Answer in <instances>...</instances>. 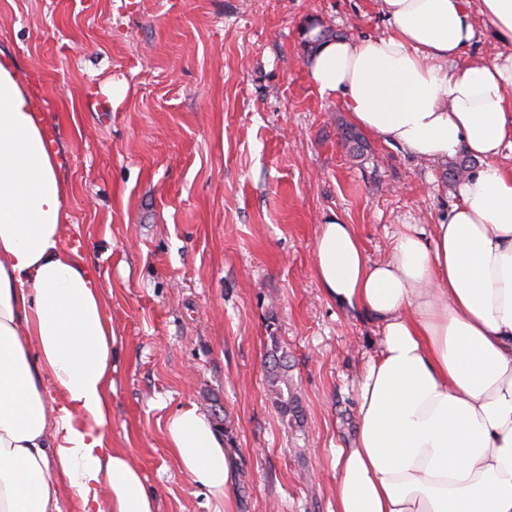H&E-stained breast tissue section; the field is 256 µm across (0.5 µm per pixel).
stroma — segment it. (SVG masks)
<instances>
[{
	"mask_svg": "<svg viewBox=\"0 0 512 512\" xmlns=\"http://www.w3.org/2000/svg\"><path fill=\"white\" fill-rule=\"evenodd\" d=\"M310 23L387 26L378 0H0V49L56 130L67 223L112 318V445L158 512H208L162 434L188 402L238 457L235 512H333L379 336L315 279L319 228L355 225L377 261L458 198L447 161L372 135L350 152L348 113L310 76ZM275 353L301 417L268 391Z\"/></svg>",
	"mask_w": 512,
	"mask_h": 512,
	"instance_id": "obj_1",
	"label": "stroma"
}]
</instances>
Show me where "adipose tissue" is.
Returning <instances> with one entry per match:
<instances>
[{
	"instance_id": "obj_1",
	"label": "adipose tissue",
	"mask_w": 512,
	"mask_h": 512,
	"mask_svg": "<svg viewBox=\"0 0 512 512\" xmlns=\"http://www.w3.org/2000/svg\"><path fill=\"white\" fill-rule=\"evenodd\" d=\"M387 31L319 41L321 97L424 160L483 162L430 232L405 224L371 260L351 224L321 225L314 274L380 332L354 444L336 450L335 512H512V54L468 59L470 0H380ZM69 188L35 95L0 50V512H157L113 447L112 318L62 227ZM167 447L212 512H233L234 455L192 403Z\"/></svg>"
}]
</instances>
